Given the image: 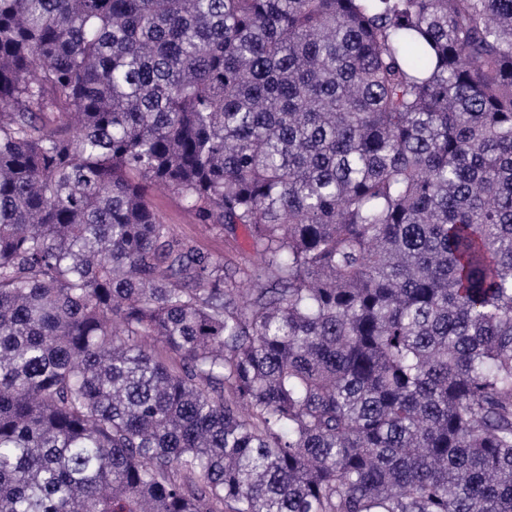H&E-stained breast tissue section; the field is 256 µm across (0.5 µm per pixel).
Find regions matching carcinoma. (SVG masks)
I'll return each instance as SVG.
<instances>
[{"mask_svg":"<svg viewBox=\"0 0 512 512\" xmlns=\"http://www.w3.org/2000/svg\"><path fill=\"white\" fill-rule=\"evenodd\" d=\"M0 512H512V0H0ZM151 200L163 222L178 236L195 241L204 250L222 255L236 266H244L252 260L251 241L242 227L227 228L217 235L205 234L194 215L184 209L176 196L168 192L155 193Z\"/></svg>","mask_w":512,"mask_h":512,"instance_id":"carcinoma-1","label":"carcinoma"}]
</instances>
